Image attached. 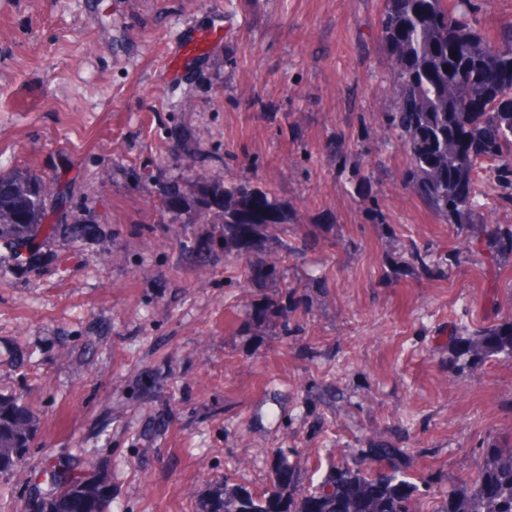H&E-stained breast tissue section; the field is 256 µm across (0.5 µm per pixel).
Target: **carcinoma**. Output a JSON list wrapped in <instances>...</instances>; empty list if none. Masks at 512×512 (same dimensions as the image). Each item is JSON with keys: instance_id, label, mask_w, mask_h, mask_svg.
I'll return each mask as SVG.
<instances>
[{"instance_id": "carcinoma-1", "label": "carcinoma", "mask_w": 512, "mask_h": 512, "mask_svg": "<svg viewBox=\"0 0 512 512\" xmlns=\"http://www.w3.org/2000/svg\"><path fill=\"white\" fill-rule=\"evenodd\" d=\"M477 0H384L381 38L397 104L388 128L409 156L406 189L436 215L468 227L495 251L512 255V228L484 223L477 187L489 169L499 198L512 204V25L494 40L477 30ZM44 180L0 172V241L14 248L33 242L32 228L50 216ZM194 204L224 210V251H236L244 283L276 281L280 269L250 261L262 239H278L288 222L268 194L245 183L222 191L201 188ZM474 352L512 362V321L488 326ZM36 423L23 396H0V476L31 460ZM370 463L334 465L315 487H300L296 470L280 459L271 494L231 490L216 483L202 512H417V485L398 448L365 449ZM40 495L41 512H106L112 487L94 462L80 470L52 466ZM432 512H512V448L485 449L477 475L445 495Z\"/></svg>"}]
</instances>
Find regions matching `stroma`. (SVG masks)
Wrapping results in <instances>:
<instances>
[{"instance_id":"1","label":"stroma","mask_w":512,"mask_h":512,"mask_svg":"<svg viewBox=\"0 0 512 512\" xmlns=\"http://www.w3.org/2000/svg\"><path fill=\"white\" fill-rule=\"evenodd\" d=\"M6 3L0 98L40 99L0 110V170L43 175L70 223L31 259L0 243V394L37 416L33 473L94 458L112 512H200L224 475L270 490L273 451L308 488L375 444L404 450L432 512L485 448H512V363L448 361L512 320V257L402 187L383 0ZM218 9L223 46L165 80ZM184 133L196 152L174 150ZM240 181L288 215L283 282L242 286L222 212L193 204ZM413 246L427 268L402 265Z\"/></svg>"}]
</instances>
